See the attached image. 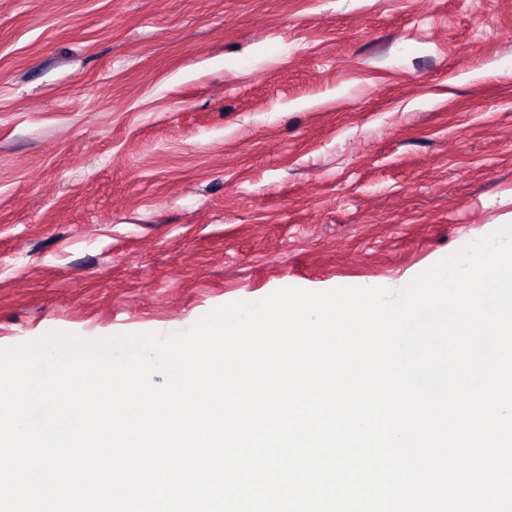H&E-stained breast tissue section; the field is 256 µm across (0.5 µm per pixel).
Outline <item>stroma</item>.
Returning a JSON list of instances; mask_svg holds the SVG:
<instances>
[{
    "label": "stroma",
    "mask_w": 512,
    "mask_h": 512,
    "mask_svg": "<svg viewBox=\"0 0 512 512\" xmlns=\"http://www.w3.org/2000/svg\"><path fill=\"white\" fill-rule=\"evenodd\" d=\"M512 224V0H0V348L399 289Z\"/></svg>",
    "instance_id": "obj_1"
}]
</instances>
